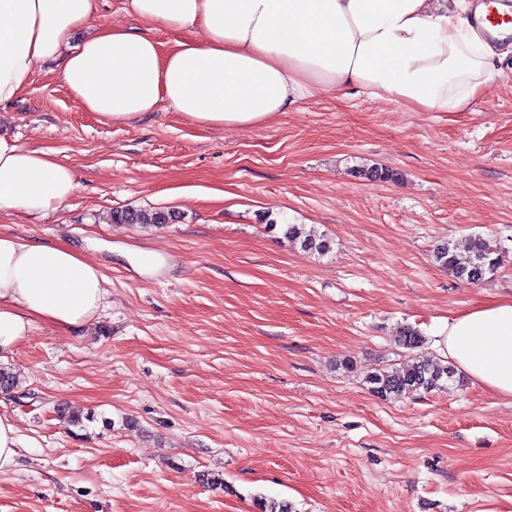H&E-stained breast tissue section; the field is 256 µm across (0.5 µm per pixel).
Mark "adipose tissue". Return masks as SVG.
Returning <instances> with one entry per match:
<instances>
[{"label": "adipose tissue", "instance_id": "adipose-tissue-1", "mask_svg": "<svg viewBox=\"0 0 512 512\" xmlns=\"http://www.w3.org/2000/svg\"><path fill=\"white\" fill-rule=\"evenodd\" d=\"M98 0H0V104L38 67L57 63L70 95L99 121H137L168 103L210 128H257L296 100L352 90L415 112H464L502 57L471 24L468 0H128L138 18L176 33L169 47L123 26L78 47L72 33ZM72 168L0 136V214H44L75 193ZM109 291L70 246L0 235V357L34 322L91 323ZM438 352L512 399V299L440 323Z\"/></svg>", "mask_w": 512, "mask_h": 512}]
</instances>
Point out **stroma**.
Wrapping results in <instances>:
<instances>
[{
	"label": "stroma",
	"instance_id": "35a3bbf8",
	"mask_svg": "<svg viewBox=\"0 0 512 512\" xmlns=\"http://www.w3.org/2000/svg\"><path fill=\"white\" fill-rule=\"evenodd\" d=\"M112 24L174 38L127 0H98L71 41ZM0 135L78 183L58 210L1 214L0 233L86 253L110 292L84 329L36 323L0 361L17 377L0 410L35 443L0 476V512H512L511 400L468 381L384 400L366 382L435 355L442 320L512 297V52L466 112L334 90L221 131L165 103L100 123L50 63L0 105ZM374 167L389 179L365 178ZM126 208L178 219L112 223ZM290 224L330 251L288 241ZM476 235L504 263L468 285L433 252ZM130 250L167 266L145 276ZM405 325L420 351L396 344ZM284 235L288 240L299 241L302 248L319 254L330 250L329 240L319 234L315 227L306 228L304 224H290L287 225Z\"/></svg>",
	"mask_w": 512,
	"mask_h": 512
}]
</instances>
